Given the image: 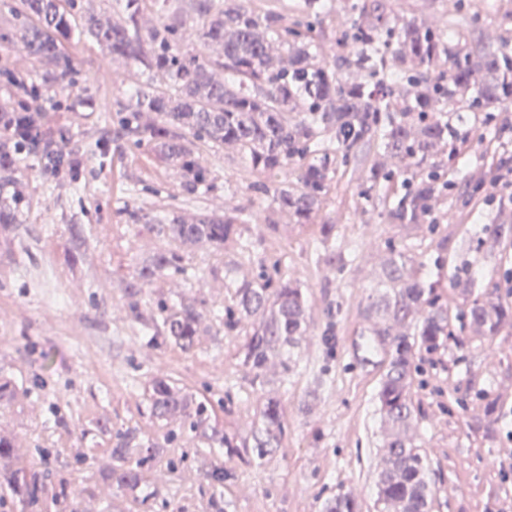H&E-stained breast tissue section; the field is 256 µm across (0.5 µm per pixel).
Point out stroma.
Instances as JSON below:
<instances>
[{"mask_svg": "<svg viewBox=\"0 0 512 512\" xmlns=\"http://www.w3.org/2000/svg\"><path fill=\"white\" fill-rule=\"evenodd\" d=\"M194 0H145L141 32L161 24L182 35L180 50L216 58L198 37ZM454 0H385L387 14L497 48L512 36V0L494 20L461 16ZM17 0H0V70L41 83L46 67L13 42ZM76 71L54 99L29 101L51 133L78 152V178H45L35 161L17 180L24 200L15 224L0 228V427L11 432L14 460L37 482L36 499L0 490V512H326L336 494L376 512L377 481L389 428L377 400L393 340L426 315L405 321L383 313L391 258L405 253L408 274L433 283L449 333L415 354L412 417L406 433L423 455L434 488L431 512H512V325L479 336L469 325L474 300L493 294L512 304V233L496 236L493 215L512 216L491 183L486 137L512 158V111L476 118L456 162L437 154L451 190L429 224L390 223L405 192L368 194L372 166L397 161L368 143L337 169L320 220L303 226L274 213L246 172L235 145L196 144L210 180L192 196L179 168L150 146L119 135L117 109L144 88V66L115 59L91 38L64 45ZM241 208L252 243L217 248L179 242L160 226L172 216ZM333 225L330 239L320 227ZM177 252L182 269L148 282L143 317L127 287L143 259ZM297 282L307 300L305 331L291 353L274 354L261 377L243 363L252 319L234 328L224 313L235 285L259 278ZM168 308L190 303L203 318L191 350L158 334ZM166 378L199 416L156 414L155 379ZM275 403L281 431L272 448L262 411ZM140 463L135 488L112 471Z\"/></svg>", "mask_w": 512, "mask_h": 512, "instance_id": "35a3bbf8", "label": "stroma"}]
</instances>
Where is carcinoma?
<instances>
[{
	"instance_id": "carcinoma-1",
	"label": "carcinoma",
	"mask_w": 512,
	"mask_h": 512,
	"mask_svg": "<svg viewBox=\"0 0 512 512\" xmlns=\"http://www.w3.org/2000/svg\"><path fill=\"white\" fill-rule=\"evenodd\" d=\"M121 20L102 23L81 13L78 0H21L16 11L14 41L35 60L50 66L44 88L62 82L73 70L63 44L75 35L91 37L112 55L143 65L152 84L139 91L122 108L126 135L141 145H155L162 158L176 163L182 172L183 190L194 194L206 182L194 141L212 145L234 144L246 171L266 178L259 189L268 196L272 211H283L297 224H312L322 210L335 176L333 159L346 161L360 146L374 142L399 160L398 171L412 172L408 193L389 208L393 224H423L432 201L443 192L433 170L432 158L443 148L448 156L459 154L470 131L459 132L448 124V112H507L512 109V42L487 50L456 33L441 31L414 20L397 21L383 9L381 0H353L347 26L336 31L339 66L317 61L321 45L309 36L305 21L330 13L326 0L302 2L278 9L258 10L244 0H196L195 10L202 38L223 48L216 60L186 57L174 50L176 29L162 25L143 36L136 27L140 0H114ZM282 47L288 65L276 63L274 50ZM231 76L214 79L215 68ZM358 72L362 80L348 83L338 69ZM296 112L293 118L290 113ZM0 188L16 185L18 155L37 160L48 175L54 167L73 164L59 141L47 132L41 117L0 102ZM293 181H279L286 169ZM393 171L370 169L369 190L386 191ZM23 202L19 191L0 199V224L12 223ZM246 223L244 210L204 215L187 224L172 221L161 231L181 242H208L216 247L240 236ZM181 257L169 250L157 253L138 271L128 288L130 309L142 316V285L178 270ZM404 261L395 260L387 273L391 296L384 311L396 321L405 320L420 305L430 308L414 332L401 335L390 349L387 371L378 391L384 419L395 434L378 480L380 512H430L433 491L426 478L424 460L403 433L411 418L412 367L418 347L432 348L445 335L448 316L437 305L433 285L407 277ZM236 312L256 317L259 325L244 346V364L254 377L273 353L293 348L303 334L306 303L301 288L288 281H243L236 286ZM470 322L481 336L494 335L512 309L488 295L469 310ZM201 314L187 305L163 319L162 336L181 348L193 345ZM158 413L187 410L188 401L166 380L158 379L151 394ZM266 439L258 453L271 447L280 427L277 405L263 410ZM12 443L0 431V486L36 498L37 487L13 470ZM121 486L133 488L138 469L124 466L112 472ZM327 512H357L349 495L336 497Z\"/></svg>"
}]
</instances>
